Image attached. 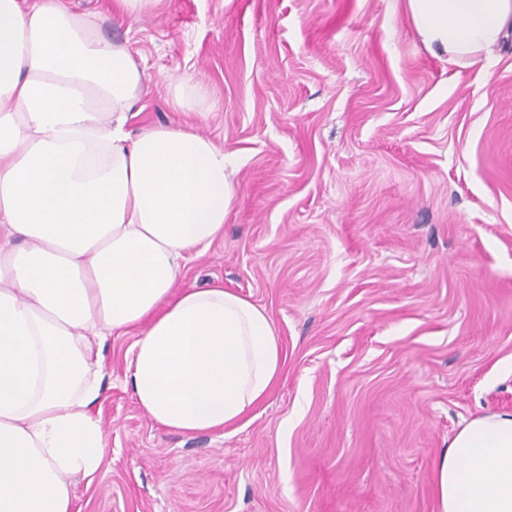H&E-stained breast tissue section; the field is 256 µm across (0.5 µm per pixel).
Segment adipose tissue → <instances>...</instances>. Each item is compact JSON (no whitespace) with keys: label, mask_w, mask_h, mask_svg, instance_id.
<instances>
[{"label":"adipose tissue","mask_w":512,"mask_h":512,"mask_svg":"<svg viewBox=\"0 0 512 512\" xmlns=\"http://www.w3.org/2000/svg\"><path fill=\"white\" fill-rule=\"evenodd\" d=\"M424 47L491 67L512 0H407ZM144 69L64 0H0V512H72L107 436L102 351L138 407L183 435L234 426L283 368L263 308L216 284L176 291L224 233L237 167L191 127L126 129ZM437 512H512V412L477 416L433 470Z\"/></svg>","instance_id":"ef3b65f1"}]
</instances>
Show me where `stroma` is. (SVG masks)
I'll list each match as a JSON object with an SVG mask.
<instances>
[{
  "mask_svg": "<svg viewBox=\"0 0 512 512\" xmlns=\"http://www.w3.org/2000/svg\"><path fill=\"white\" fill-rule=\"evenodd\" d=\"M69 2L145 63L130 132L190 123L235 155L224 236L177 288L249 298L284 356L242 422L185 436L124 383L136 331L112 335L77 512H435L452 437L512 412V32L486 71L427 51L405 0Z\"/></svg>",
  "mask_w": 512,
  "mask_h": 512,
  "instance_id": "obj_1",
  "label": "stroma"
}]
</instances>
